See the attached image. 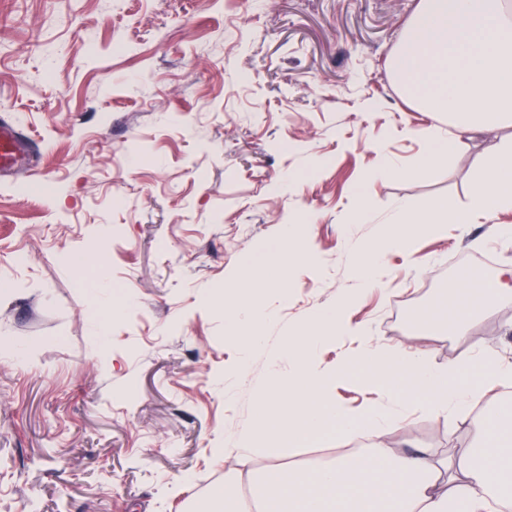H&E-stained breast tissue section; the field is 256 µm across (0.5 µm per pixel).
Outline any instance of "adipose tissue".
Here are the masks:
<instances>
[{
	"label": "adipose tissue",
	"instance_id": "1",
	"mask_svg": "<svg viewBox=\"0 0 512 512\" xmlns=\"http://www.w3.org/2000/svg\"><path fill=\"white\" fill-rule=\"evenodd\" d=\"M393 77L402 92L425 112L445 115L447 128H433L428 150L411 168L426 177L446 160L455 143L472 133L512 125V0H420L408 34L391 58ZM512 211V139L489 145L477 182L463 207L440 199L419 207L396 203L386 229L385 246L413 254L423 236L447 224H486L494 239L512 237V226L496 223ZM382 264L378 250L364 252L354 268L357 286L335 304L308 314L304 325L285 336L271 360L260 420L244 431L233 448L214 456L232 467L244 457L263 455L267 464L247 475H231L213 488L204 512H488L512 488V413L474 419L475 443L459 463L436 458L428 449L402 454L385 448L383 437L416 406L429 414H456L477 407L489 385L512 382V364L492 345L482 346L446 368L431 364L424 351L398 346L385 349L364 325L350 323L349 311L374 287ZM512 298V264L493 279L468 273L448 297L428 312L429 323L461 335L478 314ZM224 317L246 344L259 342L269 319L260 301L245 288L224 300ZM338 336H354L356 353L335 369L298 363L300 351ZM294 361L295 373L283 375L281 359ZM348 376L376 385L379 401L353 409L334 399L335 380ZM366 434L368 448L336 456L307 468L286 469L274 461L276 447L336 435Z\"/></svg>",
	"mask_w": 512,
	"mask_h": 512
}]
</instances>
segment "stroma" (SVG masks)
Wrapping results in <instances>:
<instances>
[{
    "label": "stroma",
    "mask_w": 512,
    "mask_h": 512,
    "mask_svg": "<svg viewBox=\"0 0 512 512\" xmlns=\"http://www.w3.org/2000/svg\"><path fill=\"white\" fill-rule=\"evenodd\" d=\"M419 4L0 0V114L39 146L0 175V512H193L224 480L214 449L252 426L285 332L354 287L395 204L466 201L512 126L410 175L445 124L390 70ZM387 157L401 170L368 180ZM362 200L374 223H354ZM292 224L306 256L279 283L268 259ZM487 232L451 226L412 256L386 251L352 322L439 367L490 342L512 363V300L463 337L422 320ZM101 264L122 302L112 315L89 300ZM228 286L258 289L273 317L261 345L228 331ZM472 441L471 419L413 408L385 446L445 457ZM367 444L333 435L279 460Z\"/></svg>",
    "instance_id": "1"
}]
</instances>
